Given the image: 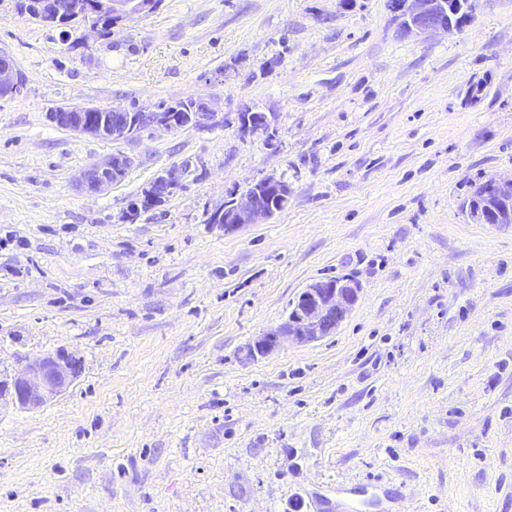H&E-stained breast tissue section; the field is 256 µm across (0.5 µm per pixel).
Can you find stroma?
I'll use <instances>...</instances> for the list:
<instances>
[{
	"label": "stroma",
	"mask_w": 512,
	"mask_h": 512,
	"mask_svg": "<svg viewBox=\"0 0 512 512\" xmlns=\"http://www.w3.org/2000/svg\"><path fill=\"white\" fill-rule=\"evenodd\" d=\"M20 5L0 0L26 78L0 99V377L59 350L82 372L0 402V512H314L362 483L380 512H512V226L462 209L512 178V0L416 38L389 0H160L107 34ZM188 98L224 123L112 142L47 118ZM246 108L276 113L273 143L240 136ZM115 153L131 168L87 192ZM271 174L284 209L211 223ZM344 275L332 336L245 358ZM132 164V159L117 153L102 162L93 163L83 173L82 186L90 193H101L119 182ZM180 186V178L175 169L167 170L157 176L143 191L142 203H153L150 207L159 206L166 196L171 195ZM156 201V202H155Z\"/></svg>",
	"instance_id": "35a3bbf8"
}]
</instances>
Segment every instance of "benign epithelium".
<instances>
[{"instance_id": "obj_1", "label": "benign epithelium", "mask_w": 512, "mask_h": 512, "mask_svg": "<svg viewBox=\"0 0 512 512\" xmlns=\"http://www.w3.org/2000/svg\"><path fill=\"white\" fill-rule=\"evenodd\" d=\"M154 0H104L103 9L115 24L154 9ZM398 31L405 37L461 29L452 19L456 4L451 0H391ZM32 17L47 23L84 18L91 30L98 24L90 18L85 0H32ZM25 88V78L13 57L0 49V99L17 97ZM217 116L211 102L187 99L165 105L157 111L134 112L123 107L69 106L48 112L57 127L101 140L120 141L142 129L167 131L210 125ZM237 130L242 137L257 134L272 137L275 113L245 109L237 113ZM132 164L123 154H114L90 165L83 173L82 186L90 193H101L119 182ZM180 186L176 170L157 176L143 191V202L153 203L171 195ZM291 187L282 177L268 176L252 184L237 200L224 206L217 223L224 230L246 224H259L273 217L288 203ZM465 210L478 224L512 225V179L487 180ZM360 286L351 277L316 281L304 288L293 301L288 317L278 330L266 333L247 348L255 359L272 353L286 336L297 344L318 342L332 335L359 300ZM81 363L74 356L57 351L27 362L10 381L0 380V397L8 394L23 408L37 409L65 392L78 377Z\"/></svg>"}]
</instances>
